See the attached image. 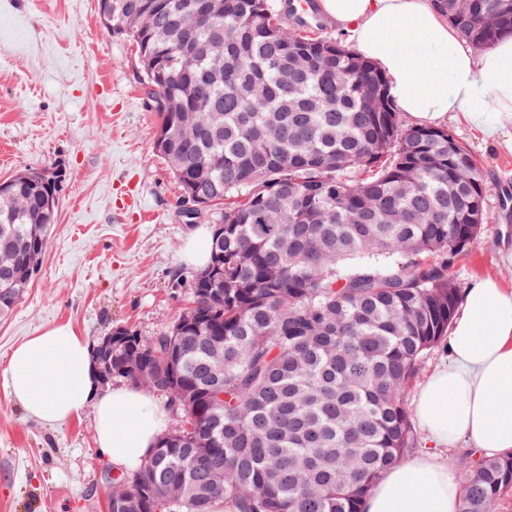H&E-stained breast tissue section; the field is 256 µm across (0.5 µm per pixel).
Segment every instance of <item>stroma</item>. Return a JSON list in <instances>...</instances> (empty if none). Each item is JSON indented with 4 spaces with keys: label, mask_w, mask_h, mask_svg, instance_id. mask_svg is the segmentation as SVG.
Wrapping results in <instances>:
<instances>
[{
    "label": "stroma",
    "mask_w": 512,
    "mask_h": 512,
    "mask_svg": "<svg viewBox=\"0 0 512 512\" xmlns=\"http://www.w3.org/2000/svg\"><path fill=\"white\" fill-rule=\"evenodd\" d=\"M155 123L134 49L103 28L97 0H0V181L28 168L65 176L36 276L0 319V372L46 325L92 341L120 325L156 336L188 304L183 247L195 227L153 150ZM445 126L477 157L486 199L480 233L448 273L463 291L486 277L512 286V125L496 143L463 118ZM110 469L90 411L48 427L0 384V512H107Z\"/></svg>",
    "instance_id": "obj_1"
}]
</instances>
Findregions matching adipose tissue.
I'll list each match as a JSON object with an SVG mask.
<instances>
[{"label": "adipose tissue", "instance_id": "adipose-tissue-1", "mask_svg": "<svg viewBox=\"0 0 512 512\" xmlns=\"http://www.w3.org/2000/svg\"><path fill=\"white\" fill-rule=\"evenodd\" d=\"M318 8L382 72L395 109L417 126L459 115L494 141L512 120V34L477 53L432 0H319ZM0 379L47 425L92 409L98 445L117 471L140 466L166 427L146 391L103 388L92 343L68 324L17 343ZM411 414L427 444L372 484L364 512H457L462 490L444 451L512 452V287L484 278L467 289Z\"/></svg>", "mask_w": 512, "mask_h": 512}]
</instances>
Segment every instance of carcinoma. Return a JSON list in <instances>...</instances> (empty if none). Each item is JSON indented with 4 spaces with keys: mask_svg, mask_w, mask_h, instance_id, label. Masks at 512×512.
I'll list each match as a JSON object with an SVG mask.
<instances>
[{
    "mask_svg": "<svg viewBox=\"0 0 512 512\" xmlns=\"http://www.w3.org/2000/svg\"><path fill=\"white\" fill-rule=\"evenodd\" d=\"M475 50L512 32L500 0H436ZM98 0L136 45L178 205H224L190 306L143 338L177 425L112 512H363L414 447L407 395L460 301L448 275L486 219L481 170L449 129L406 127L386 81L335 39L288 32L271 0ZM0 191V317L37 272L62 174ZM224 359L223 397L209 366ZM198 395L188 414L182 390ZM191 457L196 466L184 467ZM459 512H496L512 455L458 459Z\"/></svg>",
    "mask_w": 512,
    "mask_h": 512,
    "instance_id": "cac0c4a2",
    "label": "carcinoma"
}]
</instances>
